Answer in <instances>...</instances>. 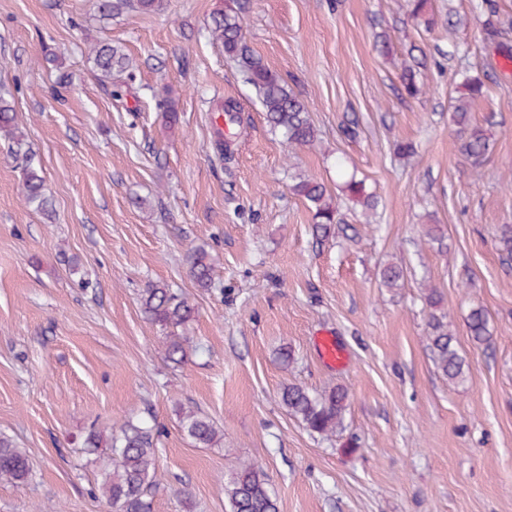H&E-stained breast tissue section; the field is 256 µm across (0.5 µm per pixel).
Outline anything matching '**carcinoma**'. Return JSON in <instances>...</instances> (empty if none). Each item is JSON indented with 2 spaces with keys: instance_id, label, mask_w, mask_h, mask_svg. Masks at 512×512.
Listing matches in <instances>:
<instances>
[{
  "instance_id": "1",
  "label": "carcinoma",
  "mask_w": 512,
  "mask_h": 512,
  "mask_svg": "<svg viewBox=\"0 0 512 512\" xmlns=\"http://www.w3.org/2000/svg\"><path fill=\"white\" fill-rule=\"evenodd\" d=\"M162 0H97L101 19H110L130 11L149 12L160 7ZM409 14L430 26V0H408ZM243 4H232L219 11L212 19L211 34L224 46V54L237 62L243 82L252 87L262 106L269 127L281 133L288 151L312 147L318 140V130L313 124L307 105L288 85L287 80L264 63L249 45L243 24ZM90 54L99 82L112 83L114 74L129 68V57L122 48L110 42L98 41L91 46ZM402 86L406 95L416 98L423 93L424 82L410 65H403ZM464 93L450 98L449 107L457 126L454 147L474 169L482 166L492 147L491 130L498 125L495 115L484 117L482 123H472L471 105L484 96L486 86L479 75L466 78ZM224 120L231 135L224 136L217 130L218 138H231L243 134L249 126L240 105L229 99L224 102ZM0 140L11 145L15 157L22 158L21 171L25 187V201L37 210L45 211L50 198L45 192L44 179L33 166L34 157L27 148L26 135L16 122L14 108L0 97ZM295 195L303 198L313 213V231L321 239L336 235V225L344 223L342 214L326 186L313 179H305L292 186ZM342 191L349 199L363 208L365 223L378 206L374 193L365 181L350 177ZM499 244L502 257L512 260V225L500 228ZM188 274L194 284L203 289L212 287L216 279L215 265L203 249L195 250L188 260ZM141 308L146 318L158 326L163 334L166 357L173 363L184 362L188 353L196 351L190 337L181 333L194 317V304L184 295L173 292L166 284L151 282L143 290ZM429 348L439 373L451 383L466 379L465 360L454 346V336L448 323L437 316L429 322ZM467 328L472 340L483 344L490 339L485 310L474 307L467 317ZM281 403L288 413L298 419L312 434L332 437L343 430L349 393L343 386H334L320 393L289 384L282 388ZM180 423L184 434L194 443L204 447L224 445V433L211 420L193 411L181 410ZM156 426L125 420L114 427L111 456L101 470L96 490L114 512H153V498L157 488ZM30 474L26 449L17 447L12 440L0 437V481L23 484ZM226 512H279L278 500L271 489L270 476L263 465L247 462L240 465L235 476L224 483Z\"/></svg>"
}]
</instances>
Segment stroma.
Returning <instances> with one entry per match:
<instances>
[{
	"label": "stroma",
	"instance_id": "stroma-1",
	"mask_svg": "<svg viewBox=\"0 0 512 512\" xmlns=\"http://www.w3.org/2000/svg\"><path fill=\"white\" fill-rule=\"evenodd\" d=\"M226 5L163 0L103 21L94 0H0V95L52 201L48 213L25 203L0 143V436L32 464L26 483L0 482V512H109L94 487L112 428L148 418L161 431L154 512H225L240 458L267 468L280 512H512V263L498 249L512 224V0H431L429 30L407 0H247L250 46L319 133L292 154L210 34ZM96 39L132 62L122 98L97 80ZM411 59L425 82L416 98L400 78ZM469 70L487 88L473 120H499L477 170L454 148L448 110ZM165 99L177 124L162 117ZM229 99L251 124L227 161L216 118ZM352 121L354 139L342 133ZM400 141L415 154L397 155ZM340 161L380 205L368 224L338 195L345 226L319 242L289 187L336 189ZM430 225L441 241L426 237ZM199 246L219 274L207 290L188 275ZM389 264L404 271L395 288L380 278ZM151 281L196 308L185 333L199 350L183 364L141 312ZM432 286L435 309L423 299ZM475 306L488 316L486 345L467 333ZM435 315L466 360L463 383L432 362ZM326 332L343 363L323 360ZM289 383L347 387L343 433L326 439L290 416L279 400ZM183 409L213 419L223 446L192 443ZM92 430L94 455L83 448Z\"/></svg>",
	"mask_w": 512,
	"mask_h": 512
}]
</instances>
